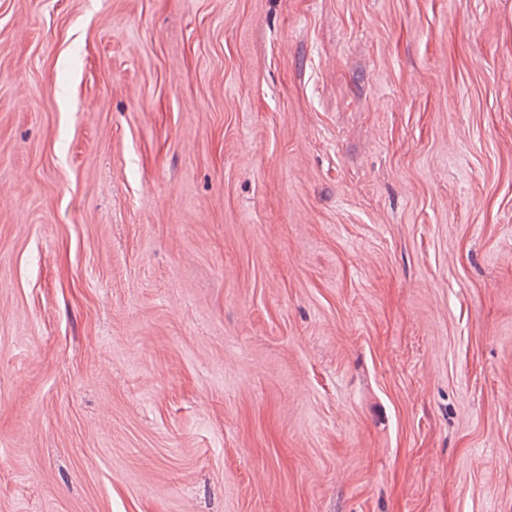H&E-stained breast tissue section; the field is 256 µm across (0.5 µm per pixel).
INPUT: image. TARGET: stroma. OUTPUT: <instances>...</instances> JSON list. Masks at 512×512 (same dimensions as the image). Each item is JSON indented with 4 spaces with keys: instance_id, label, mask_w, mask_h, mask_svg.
Returning <instances> with one entry per match:
<instances>
[{
    "instance_id": "35a3bbf8",
    "label": "stroma",
    "mask_w": 512,
    "mask_h": 512,
    "mask_svg": "<svg viewBox=\"0 0 512 512\" xmlns=\"http://www.w3.org/2000/svg\"><path fill=\"white\" fill-rule=\"evenodd\" d=\"M0 512H512V0H0Z\"/></svg>"
}]
</instances>
